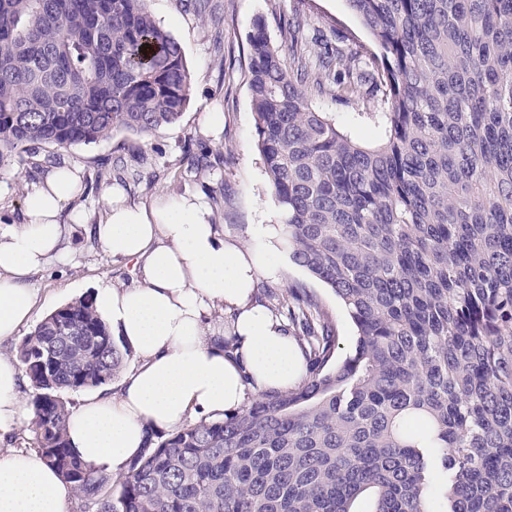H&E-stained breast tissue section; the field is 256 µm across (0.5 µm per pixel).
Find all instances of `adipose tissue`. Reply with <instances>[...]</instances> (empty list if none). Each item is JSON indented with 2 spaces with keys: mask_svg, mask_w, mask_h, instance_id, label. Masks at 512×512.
<instances>
[{
  "mask_svg": "<svg viewBox=\"0 0 512 512\" xmlns=\"http://www.w3.org/2000/svg\"><path fill=\"white\" fill-rule=\"evenodd\" d=\"M81 190L79 167L49 171L27 188L24 223L0 224V342L30 322L36 294L28 279L66 253L62 217L81 223L71 209ZM91 231L106 259L134 262L140 276L96 296L100 314L138 362L116 391L84 398L69 417V442L92 469L123 473L152 434L192 415L223 418L248 393L282 390L299 377L303 357L293 338L253 299L257 282L277 273L265 226L249 228L250 244L231 243L200 195L144 208L109 186ZM217 307L237 316L230 354L221 337L205 333ZM22 383L19 362L0 355V440L21 425ZM68 499V487L40 454L0 455V512H67Z\"/></svg>",
  "mask_w": 512,
  "mask_h": 512,
  "instance_id": "adipose-tissue-1",
  "label": "adipose tissue"
}]
</instances>
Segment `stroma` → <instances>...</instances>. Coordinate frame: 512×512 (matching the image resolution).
Segmentation results:
<instances>
[{
  "label": "stroma",
  "instance_id": "1",
  "mask_svg": "<svg viewBox=\"0 0 512 512\" xmlns=\"http://www.w3.org/2000/svg\"><path fill=\"white\" fill-rule=\"evenodd\" d=\"M148 7L156 22L181 43L193 76L190 101L179 122L149 135L117 129L94 144L50 146L24 165L0 172V224H20L28 185L49 169L46 155L82 170L83 191L77 204L86 222L72 225L65 255L32 275L30 285L38 295L34 321L92 295L97 287L137 282L133 263L105 261L90 235L91 224L102 214L106 186L123 189L129 203L146 207L187 192L202 194L212 208L214 224L226 239L238 243L248 242L250 225L276 227L277 209L257 148L246 76L247 35L256 21H264L277 44L284 24L303 16L304 36L315 54L345 43L364 57L375 49L347 0H210L204 14L196 13L191 0H148ZM311 102L319 111L334 114L337 126L362 144L382 141L383 130L360 119L361 113L382 111V93H364L348 102L315 93ZM207 112L223 113L224 126L218 133L204 129L202 117ZM278 259V277L267 281L263 302L274 304L275 289L303 283L335 319L339 355L348 354L355 330L335 294L293 265L286 252H279Z\"/></svg>",
  "mask_w": 512,
  "mask_h": 512
}]
</instances>
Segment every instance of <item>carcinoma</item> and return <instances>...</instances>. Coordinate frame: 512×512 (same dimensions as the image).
I'll list each match as a JSON object with an SVG mask.
<instances>
[{
    "instance_id": "carcinoma-1",
    "label": "carcinoma",
    "mask_w": 512,
    "mask_h": 512,
    "mask_svg": "<svg viewBox=\"0 0 512 512\" xmlns=\"http://www.w3.org/2000/svg\"><path fill=\"white\" fill-rule=\"evenodd\" d=\"M371 63L313 57L297 17L247 36L257 146L303 285L272 312L304 371L216 421L156 435L112 490L69 446L66 392L106 385L132 350L95 299L25 336L29 431L88 512H512V0H348ZM384 88L365 146L311 88ZM192 76L148 0H0V171L42 146L176 124Z\"/></svg>"
}]
</instances>
